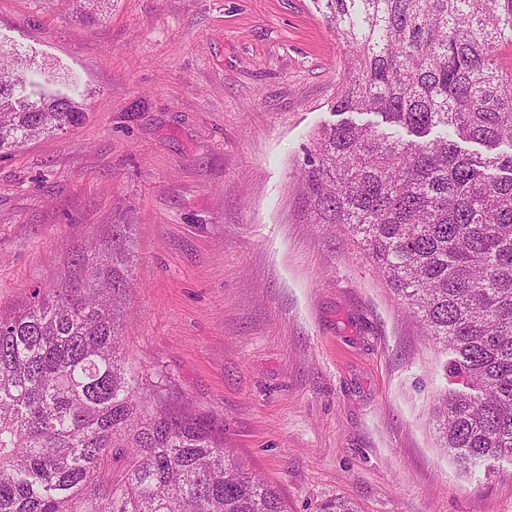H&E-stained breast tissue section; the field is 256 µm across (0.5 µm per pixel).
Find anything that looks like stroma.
<instances>
[{"mask_svg":"<svg viewBox=\"0 0 512 512\" xmlns=\"http://www.w3.org/2000/svg\"><path fill=\"white\" fill-rule=\"evenodd\" d=\"M89 114L0 158V313L129 227L134 372L278 486L288 512H512V463L458 469L432 422L443 356L297 173L345 49L315 0H0V50Z\"/></svg>","mask_w":512,"mask_h":512,"instance_id":"stroma-1","label":"stroma"}]
</instances>
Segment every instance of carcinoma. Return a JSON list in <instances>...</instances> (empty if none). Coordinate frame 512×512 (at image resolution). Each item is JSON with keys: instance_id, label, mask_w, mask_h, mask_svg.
Instances as JSON below:
<instances>
[{"instance_id": "cac0c4a2", "label": "carcinoma", "mask_w": 512, "mask_h": 512, "mask_svg": "<svg viewBox=\"0 0 512 512\" xmlns=\"http://www.w3.org/2000/svg\"><path fill=\"white\" fill-rule=\"evenodd\" d=\"M318 2L345 48L336 108L383 123L317 132L304 216L344 226L446 354L433 416L456 464L512 461V0ZM30 68L0 62V155L86 121ZM133 263L122 242L92 246L0 316V512H287L172 409L163 372H128Z\"/></svg>"}]
</instances>
